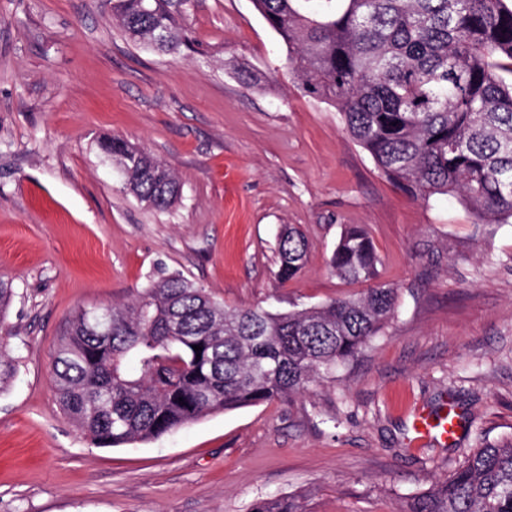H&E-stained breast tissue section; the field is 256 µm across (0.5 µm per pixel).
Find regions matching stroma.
<instances>
[{
    "label": "stroma",
    "instance_id": "1",
    "mask_svg": "<svg viewBox=\"0 0 512 512\" xmlns=\"http://www.w3.org/2000/svg\"><path fill=\"white\" fill-rule=\"evenodd\" d=\"M190 42L130 40L112 0H0V512H400L477 437L512 438V224L422 200L376 167L336 108L306 94L252 0H188ZM262 77L248 84L244 72ZM119 136L167 163L164 211L124 189L99 148ZM369 233L395 318L336 373L286 400L215 412L148 442L99 448L61 412L51 373L67 321L182 273L231 308L357 297L329 258ZM309 250L280 284L278 239ZM454 401V442L410 444L420 409ZM250 512H306V509L299 500L282 496L256 501Z\"/></svg>",
    "mask_w": 512,
    "mask_h": 512
}]
</instances>
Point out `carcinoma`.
Masks as SVG:
<instances>
[{
    "instance_id": "1",
    "label": "carcinoma",
    "mask_w": 512,
    "mask_h": 512,
    "mask_svg": "<svg viewBox=\"0 0 512 512\" xmlns=\"http://www.w3.org/2000/svg\"><path fill=\"white\" fill-rule=\"evenodd\" d=\"M253 0L288 48L302 88L331 104L376 167L410 194L456 198L484 224L512 223V0ZM137 43L174 52L170 0H112ZM164 33L165 40H157ZM100 149L125 188L154 209L180 196L162 161L119 137ZM295 227L279 236L285 284L306 262ZM378 257L364 227L346 225L329 260L337 278L373 279ZM395 289L287 312L231 309L180 273L131 305L71 321L52 369L65 417L99 447L150 441L214 411L283 400L356 357L395 315ZM199 345L202 351L195 352ZM17 373L0 336V391ZM250 512H306L286 496ZM401 512H512V439L482 442L448 478Z\"/></svg>"
}]
</instances>
